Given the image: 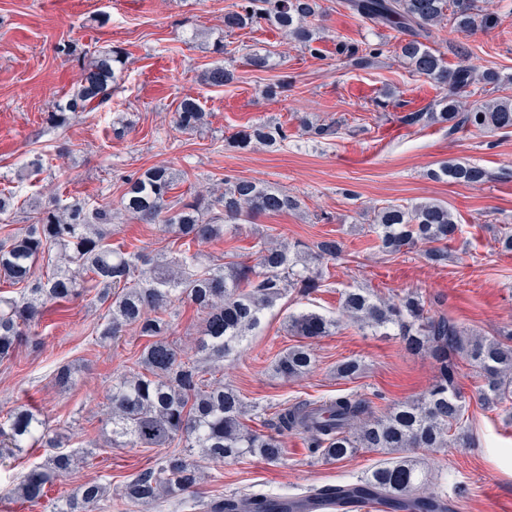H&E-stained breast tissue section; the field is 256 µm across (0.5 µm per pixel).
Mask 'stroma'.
I'll return each instance as SVG.
<instances>
[{"label": "stroma", "instance_id": "stroma-1", "mask_svg": "<svg viewBox=\"0 0 512 512\" xmlns=\"http://www.w3.org/2000/svg\"><path fill=\"white\" fill-rule=\"evenodd\" d=\"M233 0H0V190L20 200L0 239L28 222L26 199L60 194L112 207L113 247L158 257L171 239L163 225L125 215L120 200L125 180L137 171L167 165L182 172L177 193L223 190L225 181L257 179L297 196L301 207L277 216L259 215L239 231L196 245L206 264L224 263L229 254L256 261L255 247L275 233L291 253L306 254L325 237L344 243L340 260L324 264L323 287L309 295L291 294L267 310L258 329L234 358L217 363L216 376L250 404L245 423L273 433L276 411L304 399L352 393L370 401L376 413L422 395L435 374L430 359L407 350L401 337L359 329L343 316L341 296L361 288L374 297L395 299L418 292L431 313L462 323L471 332L493 336L512 327V252L497 243L512 228V133L489 135L474 128L449 132L447 125L410 126L402 118L435 108L442 91L410 72L396 53L403 35L377 26L350 10L346 0H322L319 55L288 44L268 25L233 32L224 13ZM496 17L490 29L467 36L452 26L435 33L434 46L448 65L467 47L472 64L512 74V0H488ZM232 45V60L212 53L214 42ZM385 43V52L364 69L336 53L337 42ZM69 45L71 54L60 52ZM120 46L128 53L111 101L73 116L61 127L47 123L54 101L80 81L82 58ZM270 56L268 69L246 63L254 51ZM230 63L233 84L212 87L203 74ZM291 75L287 97L273 101L263 88L276 76ZM197 98L207 114L202 132L175 129L174 112L185 97ZM341 122L336 137L317 142L299 131V117ZM281 123L291 137L282 147L260 144L229 147L234 132L257 122ZM42 170L18 181V170L34 158ZM484 168L480 185L432 178L444 162ZM437 200L455 214L461 231L448 245V262L435 267L412 249L382 251L365 220L373 210ZM315 311L337 320L328 336L309 341L314 358L307 375L283 379L273 372L276 355L299 344L285 318L291 311ZM107 314L93 296L47 305L37 335L0 362V423L18 405L32 408L61 433L70 449L97 445L94 461L56 482L37 505L18 500V477L47 455L23 448L0 463V512H52V505L75 486L100 478L121 486L153 466L158 448H115L104 434L107 394L113 381L133 368L146 340L134 329L107 344L97 331ZM361 362L353 379L336 368L347 358ZM75 370V383L59 389L61 366ZM482 379L461 363L459 385L473 434L469 448L434 453L417 450L432 486L463 502V512H512V418L503 407L477 398ZM281 461L266 463L247 455L221 464L197 463L205 478L202 499L251 492L299 493L310 487L354 481L380 459L365 448L341 461L321 459L305 436L281 438Z\"/></svg>", "mask_w": 512, "mask_h": 512}]
</instances>
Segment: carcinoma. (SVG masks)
I'll use <instances>...</instances> for the list:
<instances>
[{"label":"carcinoma","mask_w":512,"mask_h":512,"mask_svg":"<svg viewBox=\"0 0 512 512\" xmlns=\"http://www.w3.org/2000/svg\"><path fill=\"white\" fill-rule=\"evenodd\" d=\"M480 2L348 0L349 8L363 18L407 35L399 56L413 73L444 90L439 111L411 112L403 117L406 124L446 123L450 130L467 126L492 135L512 132L511 97L487 102L462 100V93L471 85L512 84V75L495 70L479 73L464 58L451 67L428 45L435 30L447 22L470 34L494 25V18ZM322 14L321 0H236L233 9L224 13V27L242 29L263 21L316 56L317 39L307 22ZM384 47L383 43L339 44L336 53L364 66L382 55ZM124 64L121 48L99 52L84 68L81 83L52 104L49 121L64 125L71 116L112 98L116 71ZM233 79V71L224 65L205 74V82L214 87ZM292 87L293 81L280 75L266 85L265 95L276 99ZM205 115L196 99L186 97L174 113V127L182 133L196 132ZM300 125L309 137L327 139L338 134L340 123L303 117ZM288 138V127L261 123L236 132L230 140L232 146L247 149L254 143L278 147ZM434 176L477 184L485 181L487 174L480 167L457 162L442 164ZM176 186V173L169 167L135 173L127 179L123 210L146 224L165 225L178 239L203 243L224 236V227L248 222L254 215H276L300 207L297 197L288 191L254 179H237L217 196L198 193L187 202L171 199ZM15 206L16 194L0 191L1 224L9 220ZM30 209L32 222L0 240V279L19 289L17 297L0 295V361L10 358L29 338L44 305L78 298L92 286L98 289L96 301L108 305L109 317L98 331L100 340L116 338L125 327L148 338L137 359L141 371L112 383L106 419L110 441L129 448H167L174 443L180 447L133 475L115 492L111 482L101 479L78 485L53 512H105L114 494L133 504L188 498L205 512H249L246 506L267 499L264 493L216 497L207 502L193 499L204 474L186 449L200 448L215 462L250 454L276 463L283 448L278 437L246 427L245 405L232 386L211 377L210 371L184 357L168 340L171 322L164 315L175 303L188 301L201 315L197 352L216 361L226 360L237 352L236 344L260 325L265 310L293 292L308 294L319 287L322 271L316 264L339 258L343 242L330 237L318 241L310 253L311 266H298L286 246L265 240L254 265L232 260L204 267L196 255L185 251L165 267L143 252L128 253L107 243L112 235V209L107 206L54 196ZM372 229L384 249L396 253L421 246L425 259L436 266L448 262V242L460 232L453 212L436 201L411 207L387 205L375 214ZM55 248L60 265L53 266L46 276L36 274V261ZM342 297L343 311L353 322L403 337L410 349L433 359L438 376L422 397L398 403L380 416L368 401L353 394L283 406L275 415L277 432L305 435L324 459L339 461L359 448L387 455L355 483L312 487L307 493L346 505V512L375 503L385 506L384 512H454L448 507V496L428 489L416 461L404 452L413 448L438 452L471 443L458 388L461 358L483 377L478 396L484 404L512 401V328L492 337L473 336L453 319L428 314L416 292H408L396 302L375 299L360 288L349 289ZM335 326L336 321L313 311L288 315V330L303 339L327 336ZM312 366L310 349L298 345L280 354L275 372L285 379L298 378ZM31 442L52 449L45 462L24 473L17 484L21 498L35 504L44 497L47 485L70 473L77 462H87L91 454L79 457L63 449L61 436L31 409L20 406L7 426H0V460Z\"/></svg>","instance_id":"1"}]
</instances>
